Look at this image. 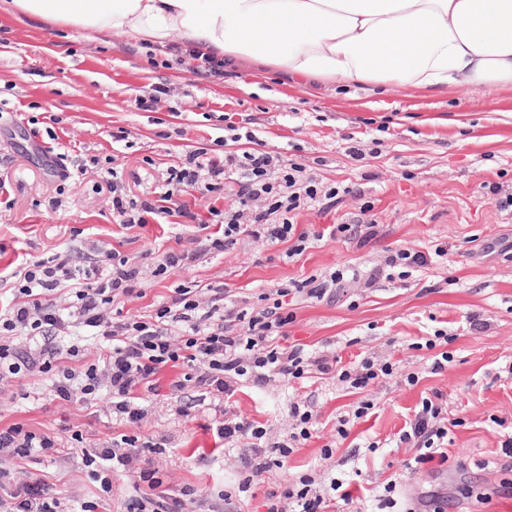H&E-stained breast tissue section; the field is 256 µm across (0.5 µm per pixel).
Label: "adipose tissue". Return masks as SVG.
I'll return each mask as SVG.
<instances>
[{"mask_svg": "<svg viewBox=\"0 0 512 512\" xmlns=\"http://www.w3.org/2000/svg\"><path fill=\"white\" fill-rule=\"evenodd\" d=\"M24 15L180 39L328 86H512V0H12Z\"/></svg>", "mask_w": 512, "mask_h": 512, "instance_id": "adipose-tissue-1", "label": "adipose tissue"}]
</instances>
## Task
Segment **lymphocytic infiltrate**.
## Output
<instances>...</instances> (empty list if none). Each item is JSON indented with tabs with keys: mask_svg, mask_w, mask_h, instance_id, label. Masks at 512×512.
Masks as SVG:
<instances>
[{
	"mask_svg": "<svg viewBox=\"0 0 512 512\" xmlns=\"http://www.w3.org/2000/svg\"><path fill=\"white\" fill-rule=\"evenodd\" d=\"M232 142L247 141L242 152L228 151L222 157H204L202 150L186 154L181 165L171 168L159 192L138 200H126L121 188L112 190V218L122 225L167 223L171 217L184 223L207 227L208 222L186 203L188 195L233 192L234 207L219 213L222 232L209 236L204 249L164 251L152 259L155 275L190 266L202 253L216 255L248 236L272 245L284 244L289 256L303 255L323 237L344 238L363 245L378 234L376 224H331L325 231L299 227L293 214L302 206L321 203L323 209L335 206L339 187L320 188L305 176L301 165H281L280 159L257 150L253 129L233 134ZM427 263L425 253L400 248L390 252L382 264L368 272L339 266L324 275H312L275 291L272 302L247 306L230 298L226 290L205 291L176 287L168 302L156 309L151 320H113L114 307L142 298L141 265L112 250L104 263L88 266L71 264L69 258L29 263L17 284L13 306L0 314V383L20 374L48 375L57 399L87 404L108 397L116 418L129 424L142 422L149 404L159 393V375L164 368L181 369V377L169 385L170 398H180L188 387L231 399L239 383L264 386L272 380L305 379L314 375H335L351 390H366L390 378L395 365L387 360L365 357L339 365L335 354H310L300 346L280 345L294 320L289 300L305 297L323 301L334 298L337 288L353 282L367 288L389 271L408 276ZM65 292L66 304L53 302V292ZM80 324L93 329L110 342L95 359L84 349L70 345L60 349L56 340L69 328ZM441 392L423 398L413 417L398 433L399 444L417 449V463L448 459V426ZM292 430L273 445L274 457H266L258 442L267 431L259 421L234 412L216 420V435L222 442H254L258 462L253 477L283 466L294 448L312 436L315 422L312 408L297 402L288 407ZM56 436L30 430L15 423L0 427V488L8 498L0 499V512H60L59 498L50 494L39 476H19L16 462L54 453ZM163 449L135 435H121L109 446L81 451L92 478L103 491H111L114 475L132 477L135 493L124 512H182L184 497L193 495L190 487L180 495L159 494L163 481L151 465ZM313 477H300L298 483L270 492L267 512H326L329 496L348 500L349 491L341 481H331L328 492L314 486ZM148 495H141V488Z\"/></svg>",
	"mask_w": 512,
	"mask_h": 512,
	"instance_id": "obj_1",
	"label": "lymphocytic infiltrate"
}]
</instances>
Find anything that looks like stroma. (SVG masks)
Instances as JSON below:
<instances>
[{
  "label": "stroma",
  "mask_w": 512,
  "mask_h": 512,
  "mask_svg": "<svg viewBox=\"0 0 512 512\" xmlns=\"http://www.w3.org/2000/svg\"><path fill=\"white\" fill-rule=\"evenodd\" d=\"M197 66L159 44L27 17L0 0V270L8 275L0 309L11 304L13 274L28 261L68 255L80 265L101 248L137 258L197 248L204 234L191 225L114 223L112 181L121 179L130 198L143 197L187 152L222 154L227 120L241 115L264 150L303 165L322 187L348 188L330 210L302 206L295 223L320 231L372 220L378 236L362 246L326 238L294 259L286 245L245 237L223 255L145 275L142 298L125 305L123 318L149 317L181 284L224 288L254 304L278 286L339 265L366 271L389 250L409 247L430 254V264L405 280L342 288L331 303L299 301L288 327L289 343L346 361L360 353L389 358L396 376L369 389L375 409L344 440L336 422L358 396L336 378L241 384L234 409L263 423L270 441L290 428L289 402H310L317 413L306 445L252 481L241 463L248 444L212 448L208 425L224 410L218 399L192 389L179 403L160 397L142 423L122 425L108 399L66 403L47 377L30 373L0 389V427L57 432L64 451L21 462L19 471L43 477L67 512L100 500L106 512H123L131 481L115 477L102 491L81 456L67 451L70 430L82 431L89 448L123 432L165 445L155 467L196 489L183 512H266L270 491L305 474L348 483L352 504L336 499L327 512H383L379 497L391 480L407 503L438 494L451 500V512H512L500 473L512 460L502 448L512 437V87H452L433 96L351 85L332 93L267 69L241 65L202 77ZM152 94V111L139 109L138 98ZM118 131L124 138L116 142ZM352 145L360 156L349 154ZM57 149L85 167L59 172L51 165ZM472 313L487 330L469 329ZM438 329L453 337V360L436 373L431 352L413 344ZM410 372L417 385L402 382ZM435 391L447 398L453 423L448 461L419 464L416 449L397 446V433ZM372 442L377 450H369Z\"/></svg>",
  "instance_id": "stroma-1"
}]
</instances>
